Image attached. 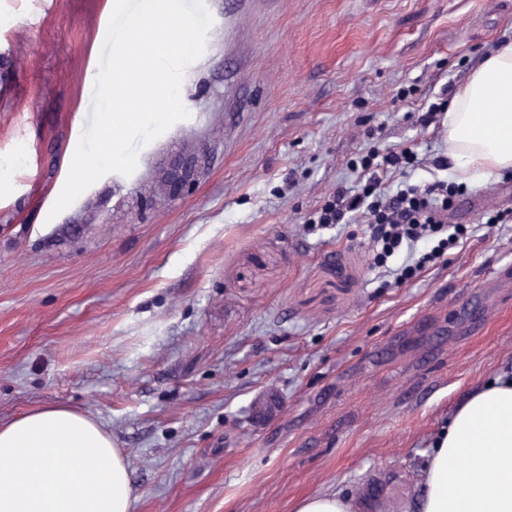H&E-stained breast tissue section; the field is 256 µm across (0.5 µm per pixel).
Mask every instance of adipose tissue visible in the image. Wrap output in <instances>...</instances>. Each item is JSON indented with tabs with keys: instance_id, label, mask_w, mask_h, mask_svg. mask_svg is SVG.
<instances>
[{
	"instance_id": "adipose-tissue-1",
	"label": "adipose tissue",
	"mask_w": 512,
	"mask_h": 512,
	"mask_svg": "<svg viewBox=\"0 0 512 512\" xmlns=\"http://www.w3.org/2000/svg\"><path fill=\"white\" fill-rule=\"evenodd\" d=\"M448 158L480 183L512 173V41L454 92ZM125 455L87 414L65 405L0 421V512H131ZM420 512H512V381L457 404L426 465Z\"/></svg>"
}]
</instances>
